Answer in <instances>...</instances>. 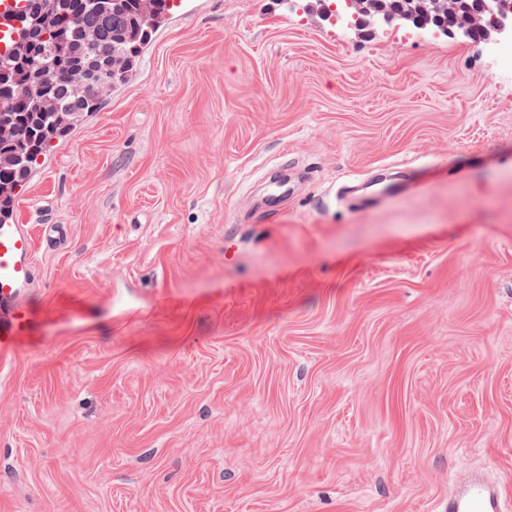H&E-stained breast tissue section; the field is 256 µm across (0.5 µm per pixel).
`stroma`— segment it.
<instances>
[{
  "instance_id": "stroma-1",
  "label": "stroma",
  "mask_w": 512,
  "mask_h": 512,
  "mask_svg": "<svg viewBox=\"0 0 512 512\" xmlns=\"http://www.w3.org/2000/svg\"><path fill=\"white\" fill-rule=\"evenodd\" d=\"M314 4L194 0L24 181L0 512H512V56ZM448 512H501L498 493L479 479H472L448 495Z\"/></svg>"
}]
</instances>
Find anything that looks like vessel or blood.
I'll return each mask as SVG.
<instances>
[{
  "label": "vessel or blood",
  "mask_w": 512,
  "mask_h": 512,
  "mask_svg": "<svg viewBox=\"0 0 512 512\" xmlns=\"http://www.w3.org/2000/svg\"><path fill=\"white\" fill-rule=\"evenodd\" d=\"M24 0H0V49L18 41L22 33L14 19ZM33 241L20 224H0V355L13 349L20 337L30 335L33 318L21 291L32 275ZM447 512H501L498 493L473 479L449 494Z\"/></svg>",
  "instance_id": "obj_1"
}]
</instances>
